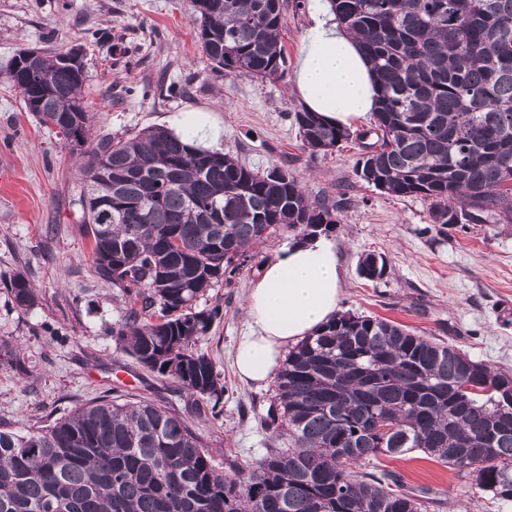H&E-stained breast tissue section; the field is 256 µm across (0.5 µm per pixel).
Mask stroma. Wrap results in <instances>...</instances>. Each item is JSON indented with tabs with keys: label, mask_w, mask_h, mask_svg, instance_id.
<instances>
[{
	"label": "stroma",
	"mask_w": 512,
	"mask_h": 512,
	"mask_svg": "<svg viewBox=\"0 0 512 512\" xmlns=\"http://www.w3.org/2000/svg\"><path fill=\"white\" fill-rule=\"evenodd\" d=\"M309 0L287 8L281 33L286 68L277 78L212 73L192 22V0H0V423L46 425L103 396L146 397L186 417L216 458L251 462L270 445L260 424L272 386L242 383L231 350L246 328L245 305L262 265L295 243L268 238L231 283L207 290L198 308L221 304L223 316L198 344L225 386L224 414L179 383L136 362L112 328L124 312L119 289L91 264L81 228V176L68 146L26 112L3 70L17 50L80 49L83 97L92 134L122 136L147 127L172 128L194 111L210 113L223 131L221 151L253 169L287 165L311 197L345 193L332 233L345 290L340 309L396 321L410 331L452 342L494 371H512V224L432 227L420 196L389 197L353 171L357 141L326 154L302 144L293 76L300 40L310 24ZM385 257L386 274L359 276L358 260ZM37 288L31 308L6 288L15 273ZM405 485L439 494L431 512H512L498 499L424 453L382 460Z\"/></svg>",
	"instance_id": "35a3bbf8"
}]
</instances>
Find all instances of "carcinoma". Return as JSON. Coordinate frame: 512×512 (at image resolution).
<instances>
[{
	"label": "carcinoma",
	"instance_id": "carcinoma-1",
	"mask_svg": "<svg viewBox=\"0 0 512 512\" xmlns=\"http://www.w3.org/2000/svg\"><path fill=\"white\" fill-rule=\"evenodd\" d=\"M212 70L273 78L286 0H193ZM380 89L372 131L294 113L311 153L355 138L354 172L390 197L419 194L432 223H512V0H331ZM64 48L18 53L5 70L26 111L71 149L90 139L83 63ZM376 140L365 142L370 134ZM82 230L97 275L120 289L117 344L143 367L213 401L224 384L196 348L222 306L197 309L231 283L268 237L329 233L343 202L310 199L296 176L196 149L160 128L104 134L82 151ZM112 170V181L104 177ZM16 305L38 294L18 272ZM512 384L452 344L387 319L343 313L288 351L261 417L283 447L251 463H214L176 412L102 399L48 426L0 428V512H430V492L393 471L353 465L419 450L502 499L512 498Z\"/></svg>",
	"mask_w": 512,
	"mask_h": 512
}]
</instances>
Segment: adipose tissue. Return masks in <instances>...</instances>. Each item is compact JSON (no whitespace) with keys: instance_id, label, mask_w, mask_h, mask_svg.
<instances>
[{"instance_id":"obj_1","label":"adipose tissue","mask_w":512,"mask_h":512,"mask_svg":"<svg viewBox=\"0 0 512 512\" xmlns=\"http://www.w3.org/2000/svg\"><path fill=\"white\" fill-rule=\"evenodd\" d=\"M310 19L294 73L297 99L328 124L352 126L377 106L371 64L337 21L329 0H312ZM343 286L336 244L324 236L283 248L263 264L248 290L246 330L232 351L239 378L258 387L267 384L289 346L335 316Z\"/></svg>"}]
</instances>
